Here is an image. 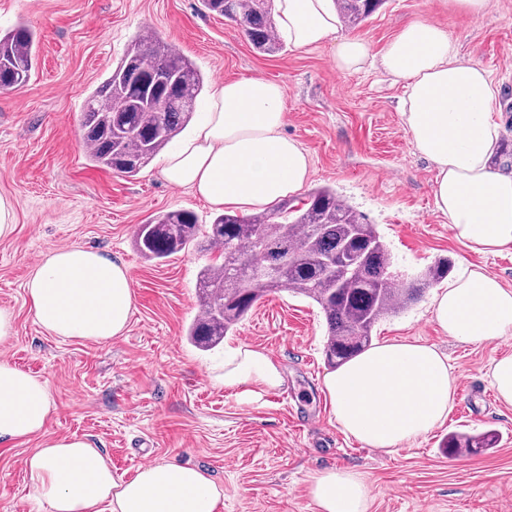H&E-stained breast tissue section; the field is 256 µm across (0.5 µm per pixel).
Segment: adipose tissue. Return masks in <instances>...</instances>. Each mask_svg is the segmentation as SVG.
Here are the masks:
<instances>
[{
  "mask_svg": "<svg viewBox=\"0 0 512 512\" xmlns=\"http://www.w3.org/2000/svg\"><path fill=\"white\" fill-rule=\"evenodd\" d=\"M273 22L304 49L334 40L338 72L380 63L404 82L402 116L416 152L435 170L433 195L452 236L474 252H512V170L493 168L501 127L498 90L477 64L460 60L448 31L429 21L403 27L373 55L369 45L338 33L333 0H275ZM283 88L261 76L214 83L208 110L189 135L158 162L161 179L216 207L265 210L300 191L309 161L284 135ZM124 263L81 246L51 251L35 267L26 293L36 322L66 339L105 342L122 335L135 308ZM438 327L460 343L512 336V290L480 267L464 264L432 297ZM216 385L250 398L279 387L283 375L263 350L241 345L224 360ZM337 425L372 448L395 450L448 416V357L420 342L386 341L325 376ZM47 381L0 361V444L43 432L51 414ZM31 495L46 512H219L224 490L202 467L162 461L116 474L83 438L45 441L25 461ZM317 512H367L364 478L327 469L313 476Z\"/></svg>",
  "mask_w": 512,
  "mask_h": 512,
  "instance_id": "obj_1",
  "label": "adipose tissue"
}]
</instances>
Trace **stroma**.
Listing matches in <instances>:
<instances>
[{
    "label": "stroma",
    "mask_w": 512,
    "mask_h": 512,
    "mask_svg": "<svg viewBox=\"0 0 512 512\" xmlns=\"http://www.w3.org/2000/svg\"><path fill=\"white\" fill-rule=\"evenodd\" d=\"M448 30L462 60L487 71L500 90L501 140L512 143V0H490L478 19L449 12L444 0H386L354 34L380 52L412 20ZM27 22L38 35L37 60L19 90L0 92V196L16 201L14 233L0 239V309L16 335L0 343V360L47 380L52 411L43 435L0 445V512H43L31 496L25 460L43 440L88 439L113 471L133 474L139 449L156 461H192L224 489L220 512H315L312 475L336 468L362 474L367 512H512V406L489 384L491 363L512 355V337L460 344L433 319L431 293L379 321L374 342L419 341L447 354L454 393L447 419L427 435L387 452L337 425L322 380L329 369L320 308L286 291L264 296L237 331L202 350L186 331L199 309L197 274L216 254L189 250L164 261L133 246L140 224L173 209L209 223L214 208L174 188L149 164L128 179L91 167L79 118L133 37L151 28L188 58L204 86L261 75L282 85L284 134L307 152L308 190L333 187L376 224L404 278L435 259L471 263L512 288V253L482 255L455 240L435 208L431 165L420 157L401 115L405 85L379 66L344 74L333 42L257 53L231 21L200 0H0V32ZM92 248L125 263L135 312L126 331L93 343L43 329L30 311L26 282L54 249ZM246 344L266 351L284 375L280 388L252 400L215 385L225 353ZM496 431L494 448L448 457L451 432Z\"/></svg>",
    "instance_id": "35a3bbf8"
}]
</instances>
